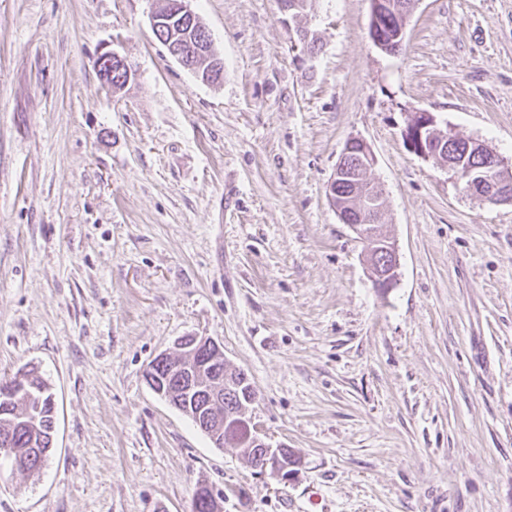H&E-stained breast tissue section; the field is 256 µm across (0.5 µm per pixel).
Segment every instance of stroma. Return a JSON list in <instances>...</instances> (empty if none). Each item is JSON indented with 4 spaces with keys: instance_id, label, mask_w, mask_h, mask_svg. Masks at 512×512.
I'll return each instance as SVG.
<instances>
[{
    "instance_id": "1",
    "label": "stroma",
    "mask_w": 512,
    "mask_h": 512,
    "mask_svg": "<svg viewBox=\"0 0 512 512\" xmlns=\"http://www.w3.org/2000/svg\"><path fill=\"white\" fill-rule=\"evenodd\" d=\"M224 63L184 69L150 0H0V376L57 414L0 512H512V204L407 147L413 112L512 171V0H418L399 53L371 0H192ZM130 64L106 90L94 62ZM364 140L399 254L375 288L326 187ZM221 343L254 420L300 458L259 474L145 369Z\"/></svg>"
}]
</instances>
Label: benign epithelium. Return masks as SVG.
Returning a JSON list of instances; mask_svg holds the SVG:
<instances>
[{
    "label": "benign epithelium",
    "mask_w": 512,
    "mask_h": 512,
    "mask_svg": "<svg viewBox=\"0 0 512 512\" xmlns=\"http://www.w3.org/2000/svg\"><path fill=\"white\" fill-rule=\"evenodd\" d=\"M150 12V27L169 54L185 69L193 72L202 81L217 84L223 80L224 71L211 63L212 35L198 24V16L191 8L192 0H176L172 14L165 13L168 0H153ZM414 8L409 5L403 12V20L396 32L390 33L381 23L382 0H371V40L379 49L398 52L402 49L408 18ZM173 20L180 28L193 31V35L176 38L166 36L165 22ZM98 75L102 85L113 88L112 76L120 73L131 77V68L126 59L113 50H101L97 56ZM404 137L408 147L418 157L432 161L452 172L466 192L477 194L491 203H512V184L502 180L504 160L490 147L474 140H466L467 148L473 150L477 161L462 164L448 143V135L437 131V121L430 112H414L410 115ZM375 164V157L368 145L359 139L348 141L336 164L333 178L327 185V196L342 223L348 225L364 246L372 271L375 287L387 290L396 283L399 265L398 253L393 242L379 224L384 191L382 186L367 179V172ZM180 353L176 365L182 379L195 385L206 394L209 404L217 405L224 394V377L215 374L212 361L202 360L199 352L210 347H220L215 340L195 336L192 342L183 339L178 343ZM254 401L248 402V442L250 448L262 452L260 472L288 480L296 470L284 462L280 448L270 444L253 421Z\"/></svg>",
    "instance_id": "benign-epithelium-1"
}]
</instances>
